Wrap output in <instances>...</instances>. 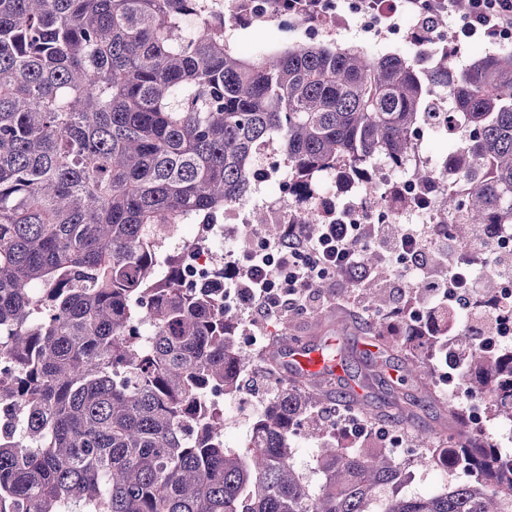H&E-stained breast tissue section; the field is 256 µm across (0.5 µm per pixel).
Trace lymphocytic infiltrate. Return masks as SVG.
<instances>
[{
	"label": "lymphocytic infiltrate",
	"mask_w": 512,
	"mask_h": 512,
	"mask_svg": "<svg viewBox=\"0 0 512 512\" xmlns=\"http://www.w3.org/2000/svg\"><path fill=\"white\" fill-rule=\"evenodd\" d=\"M348 9L391 30L397 18H407L415 39L444 33L455 48L477 34L493 44L512 41V0H350ZM449 239L447 229L431 224H321L313 233L289 224L276 239L248 235L247 246L224 266V289L243 292L237 315L257 327L275 315L307 313L316 282L355 284L372 277L375 269L364 259L368 250L380 264L419 275L426 306L478 305L479 290L466 269L473 255L483 257L488 277L512 281V250H504L490 228H477L462 251L449 246Z\"/></svg>",
	"instance_id": "f902f5d3"
}]
</instances>
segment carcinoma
<instances>
[{
	"label": "carcinoma",
	"instance_id": "carcinoma-1",
	"mask_svg": "<svg viewBox=\"0 0 512 512\" xmlns=\"http://www.w3.org/2000/svg\"><path fill=\"white\" fill-rule=\"evenodd\" d=\"M424 127L471 133L459 171H412L469 180L438 194L433 223L512 224V52L458 73L333 39L246 56L204 0H0V512H512V450L463 422L446 450L419 430L414 466L464 474L444 490L408 497L401 460L332 435L312 491L294 456L320 395L303 380L271 383L257 439L224 447L201 391L238 390L253 355L215 284L160 265L174 225L248 201L264 146L291 194L334 172L380 198L371 170L408 160ZM250 223L284 230L256 209ZM450 339L471 348L461 379L512 420V351L464 326L422 335L388 407L419 419L403 389Z\"/></svg>",
	"mask_w": 512,
	"mask_h": 512
}]
</instances>
